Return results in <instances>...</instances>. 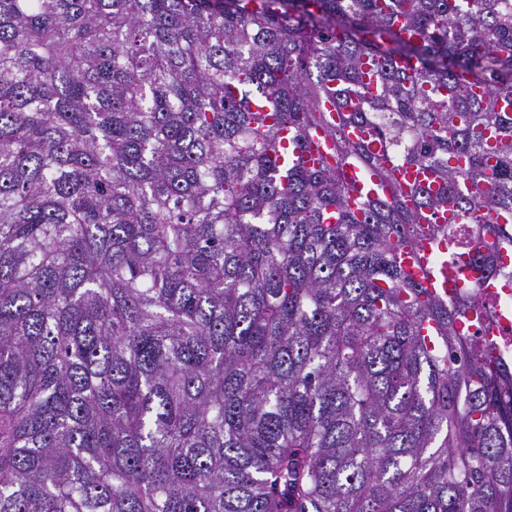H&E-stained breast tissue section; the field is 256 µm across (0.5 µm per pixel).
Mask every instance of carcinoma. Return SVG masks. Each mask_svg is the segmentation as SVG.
I'll use <instances>...</instances> for the list:
<instances>
[{"label":"carcinoma","instance_id":"cac0c4a2","mask_svg":"<svg viewBox=\"0 0 512 512\" xmlns=\"http://www.w3.org/2000/svg\"><path fill=\"white\" fill-rule=\"evenodd\" d=\"M504 251L512 0H0V512H512ZM424 263L421 265H416L413 261L409 259L404 262V268L406 271L411 274L414 278L421 280L426 288L432 294H440V295H451L456 289H461L465 287L466 281H473L476 274L469 269H465L461 276H450L448 277H424L423 270Z\"/></svg>","mask_w":512,"mask_h":512}]
</instances>
